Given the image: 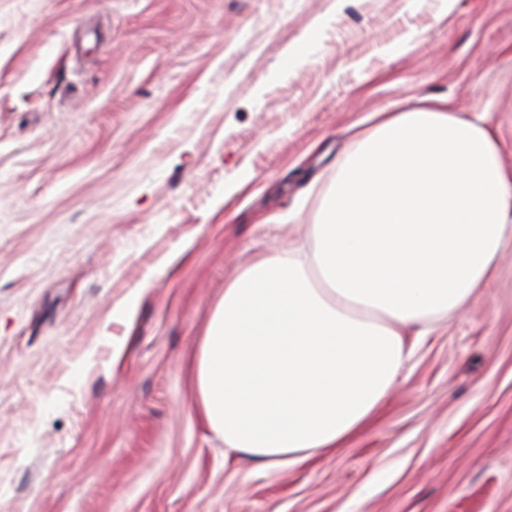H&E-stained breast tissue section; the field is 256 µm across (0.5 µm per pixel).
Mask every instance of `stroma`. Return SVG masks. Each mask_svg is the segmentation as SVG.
Listing matches in <instances>:
<instances>
[{
    "mask_svg": "<svg viewBox=\"0 0 512 512\" xmlns=\"http://www.w3.org/2000/svg\"><path fill=\"white\" fill-rule=\"evenodd\" d=\"M436 98L512 167V0H0V512H512L511 251L334 452L228 450L192 372L350 127Z\"/></svg>",
    "mask_w": 512,
    "mask_h": 512,
    "instance_id": "stroma-1",
    "label": "stroma"
}]
</instances>
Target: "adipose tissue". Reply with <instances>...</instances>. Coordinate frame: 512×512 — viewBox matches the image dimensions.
Returning <instances> with one entry per match:
<instances>
[{
  "instance_id": "ef3b65f1",
  "label": "adipose tissue",
  "mask_w": 512,
  "mask_h": 512,
  "mask_svg": "<svg viewBox=\"0 0 512 512\" xmlns=\"http://www.w3.org/2000/svg\"><path fill=\"white\" fill-rule=\"evenodd\" d=\"M354 141L314 249L264 256L233 280L196 358L209 426L268 468L342 447L410 358L408 333L461 311L512 245V168L447 100L381 113Z\"/></svg>"
}]
</instances>
